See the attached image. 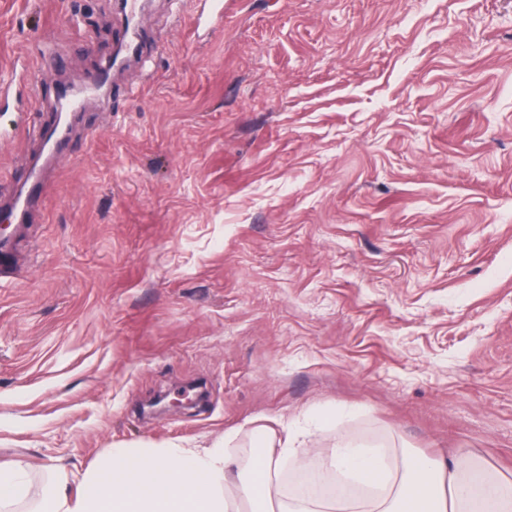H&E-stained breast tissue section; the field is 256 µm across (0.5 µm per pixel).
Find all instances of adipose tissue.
Returning <instances> with one entry per match:
<instances>
[{
	"instance_id": "ef3b65f1",
	"label": "adipose tissue",
	"mask_w": 512,
	"mask_h": 512,
	"mask_svg": "<svg viewBox=\"0 0 512 512\" xmlns=\"http://www.w3.org/2000/svg\"><path fill=\"white\" fill-rule=\"evenodd\" d=\"M246 464L216 442L110 448L75 481L34 493L28 466L0 463V512H512V480L475 481L473 459L386 450L340 439L324 454L327 478L357 488L353 497H289L278 474L282 456L303 457L305 439L290 430L255 429ZM77 491H70V483Z\"/></svg>"
}]
</instances>
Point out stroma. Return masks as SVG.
<instances>
[{
    "label": "stroma",
    "mask_w": 512,
    "mask_h": 512,
    "mask_svg": "<svg viewBox=\"0 0 512 512\" xmlns=\"http://www.w3.org/2000/svg\"><path fill=\"white\" fill-rule=\"evenodd\" d=\"M144 0L0 286V460L34 485L117 444L307 433L512 479V0ZM117 0H0V196ZM204 383L149 419L154 392ZM335 419L315 426L310 411Z\"/></svg>",
    "instance_id": "obj_1"
}]
</instances>
